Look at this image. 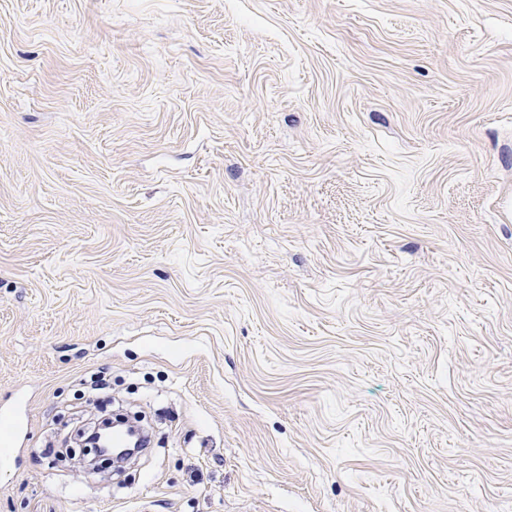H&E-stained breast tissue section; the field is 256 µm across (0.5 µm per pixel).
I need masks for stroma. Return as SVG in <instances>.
Instances as JSON below:
<instances>
[{
	"label": "stroma",
	"instance_id": "stroma-1",
	"mask_svg": "<svg viewBox=\"0 0 512 512\" xmlns=\"http://www.w3.org/2000/svg\"><path fill=\"white\" fill-rule=\"evenodd\" d=\"M15 408L0 512H512V0H0Z\"/></svg>",
	"mask_w": 512,
	"mask_h": 512
}]
</instances>
